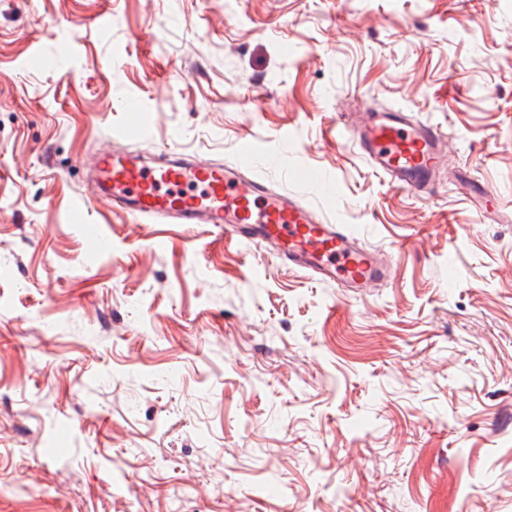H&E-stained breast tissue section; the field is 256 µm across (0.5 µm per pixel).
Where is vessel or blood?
Segmentation results:
<instances>
[{
  "label": "vessel or blood",
  "instance_id": "vessel-or-blood-1",
  "mask_svg": "<svg viewBox=\"0 0 512 512\" xmlns=\"http://www.w3.org/2000/svg\"><path fill=\"white\" fill-rule=\"evenodd\" d=\"M349 134L390 185L415 193L433 188L443 160L442 128L402 110L375 111ZM94 196H109L131 215L210 224L218 233L264 243L321 282L365 293L389 280L391 265L342 224H325L297 199L239 169L162 151L145 166L131 152L106 150L93 160Z\"/></svg>",
  "mask_w": 512,
  "mask_h": 512
}]
</instances>
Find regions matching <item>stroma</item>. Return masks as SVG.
Wrapping results in <instances>:
<instances>
[{
	"label": "stroma",
	"mask_w": 512,
	"mask_h": 512,
	"mask_svg": "<svg viewBox=\"0 0 512 512\" xmlns=\"http://www.w3.org/2000/svg\"><path fill=\"white\" fill-rule=\"evenodd\" d=\"M374 108L441 126L429 194L350 139ZM164 146L392 278L83 207ZM0 512H512V0H0Z\"/></svg>",
	"instance_id": "35a3bbf8"
}]
</instances>
